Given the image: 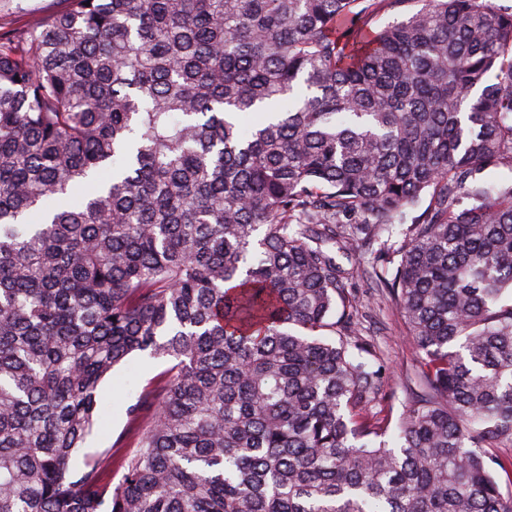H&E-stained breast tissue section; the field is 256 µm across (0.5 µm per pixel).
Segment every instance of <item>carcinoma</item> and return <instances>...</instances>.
I'll return each mask as SVG.
<instances>
[{"label":"carcinoma","instance_id":"carcinoma-1","mask_svg":"<svg viewBox=\"0 0 512 512\" xmlns=\"http://www.w3.org/2000/svg\"><path fill=\"white\" fill-rule=\"evenodd\" d=\"M491 167L496 0H69L0 33V512H512ZM377 242L425 384L390 445L336 262ZM134 353L172 366L114 485L78 453Z\"/></svg>","mask_w":512,"mask_h":512}]
</instances>
